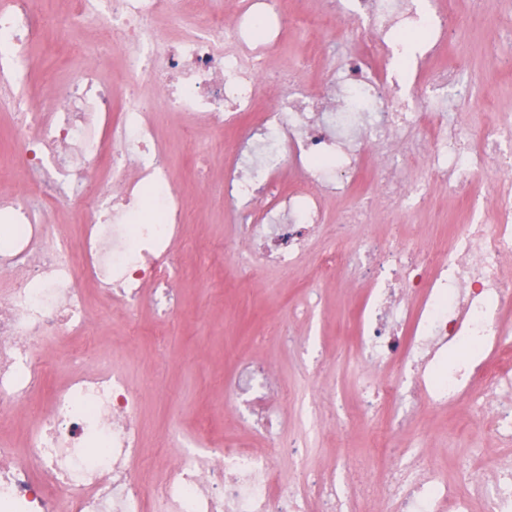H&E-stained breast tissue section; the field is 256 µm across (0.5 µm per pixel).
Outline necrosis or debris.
<instances>
[{
  "instance_id": "4bbe7bcc",
  "label": "necrosis or debris",
  "mask_w": 512,
  "mask_h": 512,
  "mask_svg": "<svg viewBox=\"0 0 512 512\" xmlns=\"http://www.w3.org/2000/svg\"><path fill=\"white\" fill-rule=\"evenodd\" d=\"M190 2L187 11L179 0H74L68 31L111 30L126 92L114 100L100 80L102 54L89 48L66 93L44 110L12 93L31 73L44 30L41 0L0 8V110L15 119V179L24 187L23 196L0 195V224L10 229L0 246V276L10 282L0 292V426L45 389L42 346L85 332L87 288L123 311L149 305L166 315L177 306L174 246L187 215L153 120L160 105L235 132L224 203L240 226L236 259L252 269H297L325 222L324 197H348L369 184L380 187L391 212L424 204V187L402 171L404 158H424L434 180L466 197L470 222L456 225L452 239L416 248L383 249L361 238L369 204L360 202L324 245L316 273L370 280L349 341L368 368L400 366L363 400L377 429L395 431L390 410L412 415L423 398L448 404L475 379L483 429L512 434V404L498 396L512 378L485 365L488 353L512 343L501 323L512 297L501 274L512 257V195L499 197L485 220L468 190L476 160L512 170V115L483 123L479 145L465 138L452 112L468 93L459 66L424 65L447 40V12L438 0H325L340 30L368 22L373 33L355 36L353 51L325 44L318 56L298 60L303 69L326 66L323 84L286 81L262 109L271 52L288 27L283 0H238L230 16L224 0ZM417 28L423 40H407ZM286 165L293 183L281 191ZM74 201L79 239L55 237L48 203ZM465 342L471 357L449 362V351ZM93 360L95 373L77 371L45 389L49 407L35 418L26 456L0 441V512H307L314 495L328 512H364L371 503L384 512H471L476 500L484 512H512L511 463L492 481L466 464L451 484L424 454L401 448L371 466L342 461L356 479L347 495L326 473L283 485L278 428L288 409L249 407V396L273 378L252 363L243 364L231 400L264 432V447L229 439L212 450L178 445L163 479L144 484L136 471L140 394L107 352Z\"/></svg>"
}]
</instances>
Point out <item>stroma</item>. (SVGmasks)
I'll use <instances>...</instances> for the list:
<instances>
[{"instance_id": "stroma-1", "label": "stroma", "mask_w": 512, "mask_h": 512, "mask_svg": "<svg viewBox=\"0 0 512 512\" xmlns=\"http://www.w3.org/2000/svg\"><path fill=\"white\" fill-rule=\"evenodd\" d=\"M453 21L450 39L437 54L439 65L460 61L471 87L470 98L460 100L458 112L467 116V136L479 142L475 112L512 113V59L492 61L490 41L505 43L512 33L488 31L489 22L512 0H441ZM70 69L67 47L59 31L45 30L34 46L33 74L21 91L35 107H50L52 90L62 87ZM221 133L202 132L198 146H210L206 182L194 176V163L185 148H177L170 168L174 185L183 193L190 224L179 242L181 276L175 284L180 306L162 317L149 308L127 313L110 309L96 290H88V327L76 346L102 349L141 396L139 421L144 431L142 464L147 469L167 458L172 438L195 446L200 427L215 441L232 435L252 447H263L261 436L241 425L226 402V386L233 384L244 359L265 361L275 372L279 390L288 394V422L281 434L290 440L309 431L295 457L281 458L284 481H297L316 472H329L351 456L369 460L379 443L412 446L436 459L441 472L454 478L463 458L484 473L512 460V440L476 434L472 411L481 395L473 387L468 398L441 409L419 404L414 421L384 439L368 420L346 423V416L362 405L363 392L375 375H364L359 359L341 338L355 321V306L367 285L345 276L321 283L315 307L301 305L311 282L305 277L314 265L323 240L335 236L336 220L347 208L344 200L331 202L327 222L313 238L301 266L293 272L268 269L269 289L258 288L256 277L239 268L224 247L234 244L238 226L224 213L219 186L229 158L221 147ZM432 196L430 210L414 214L416 244L436 232L451 234L454 225L469 219L465 201L446 187L426 184Z\"/></svg>"}]
</instances>
